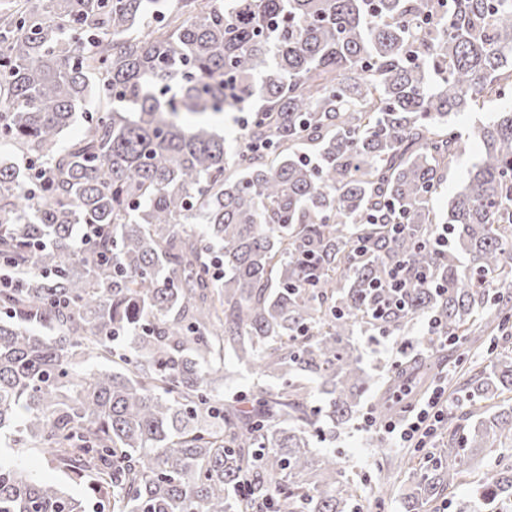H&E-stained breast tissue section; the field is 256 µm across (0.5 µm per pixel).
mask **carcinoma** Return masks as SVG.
Here are the masks:
<instances>
[{
    "label": "carcinoma",
    "mask_w": 512,
    "mask_h": 512,
    "mask_svg": "<svg viewBox=\"0 0 512 512\" xmlns=\"http://www.w3.org/2000/svg\"><path fill=\"white\" fill-rule=\"evenodd\" d=\"M158 2L0 0V448H43L101 512H351L379 486L311 434L368 396L394 416L444 351L430 337L376 377L352 337L426 315L492 351L512 327V104L454 121L512 87V0ZM236 111L254 117L230 161L206 119ZM395 266L410 285L388 305ZM227 355L279 388L224 400ZM507 391L512 356L468 379L403 512L479 453L498 462L473 497L512 512ZM0 512L86 508L0 457ZM479 149L478 141L472 139L466 153L461 157L456 168L451 171L448 178V188H444L432 201L434 209L438 211L447 210L448 200L464 185L468 172L472 170L473 164L477 161Z\"/></svg>",
    "instance_id": "carcinoma-1"
}]
</instances>
